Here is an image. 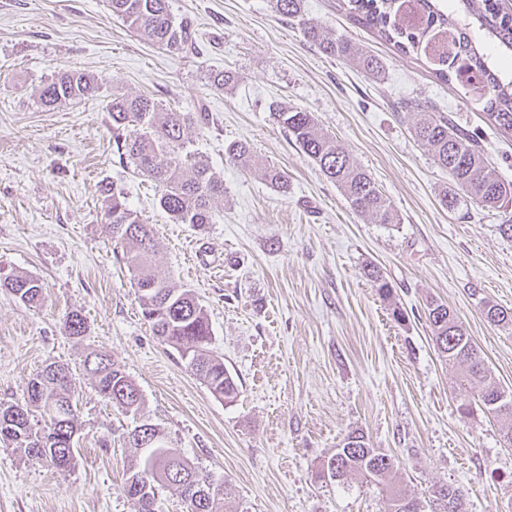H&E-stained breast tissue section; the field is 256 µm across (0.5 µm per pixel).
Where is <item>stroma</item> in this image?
<instances>
[{"instance_id": "1", "label": "stroma", "mask_w": 512, "mask_h": 512, "mask_svg": "<svg viewBox=\"0 0 512 512\" xmlns=\"http://www.w3.org/2000/svg\"><path fill=\"white\" fill-rule=\"evenodd\" d=\"M169 5L193 23L197 53L143 41L108 0H0V276L23 271L46 288L37 306L0 288V404L23 402L34 375L63 362L80 425L65 473L0 444V512H133L127 435L145 422L225 487L226 512H390L388 494L360 476L318 477L352 429L395 459V484L424 507L448 483L464 490L467 512H512L503 438L512 423L489 415L442 360L424 314L427 299L447 303L512 392V325L484 314L490 305L512 311V236L502 231L512 215L461 193L417 139L419 113L400 102L431 101L508 182L512 133L491 124L478 90L440 82L429 59L358 24L345 0H303V16L378 56L380 76L326 57L271 0ZM61 67L86 73L99 93L43 106L40 90ZM226 70L235 81L214 85ZM118 93L209 113L187 148L224 179L212 223H172L158 186L118 158L108 112ZM274 101L312 113L371 174L397 223L354 212L272 121ZM239 140L287 175V192L228 158ZM105 185L123 189L154 226L158 276L205 305L209 348L238 384L234 401L215 398L144 320L107 229ZM446 194L455 208L442 204ZM369 265L381 268L390 296L365 276ZM73 311L88 325L78 338L64 331ZM92 350L137 384L138 413L97 392L82 367Z\"/></svg>"}]
</instances>
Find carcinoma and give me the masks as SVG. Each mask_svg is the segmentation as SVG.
Listing matches in <instances>:
<instances>
[{
    "instance_id": "cac0c4a2",
    "label": "carcinoma",
    "mask_w": 512,
    "mask_h": 512,
    "mask_svg": "<svg viewBox=\"0 0 512 512\" xmlns=\"http://www.w3.org/2000/svg\"><path fill=\"white\" fill-rule=\"evenodd\" d=\"M273 8L283 18L302 17V0H272ZM407 11L398 14L395 0H349L350 13L361 25L376 31L382 39L406 54L431 55L439 81L457 80L483 91L486 115L499 129L512 131V80L478 49L467 25L434 0H406ZM112 14L146 40L170 51L188 53L195 48L196 32L189 21L175 23L168 0H109ZM465 13L491 31L499 44L512 46V15L500 13L496 0H461ZM456 36H447L448 27ZM304 36L320 51L337 58H352L370 75L382 70L380 59L358 53L350 41L302 23ZM99 87L85 73L62 67L41 90L39 99L46 107H55L76 99L93 96ZM404 107L429 113L416 128L417 137L433 148L437 164L448 170L454 182L488 209H500L512 203V183L503 181L487 162L480 145L469 133L458 128L448 116L429 102L408 100ZM271 116L284 133L292 138L321 172L343 191L350 206L371 217L377 224H395L397 215L390 202L364 170L318 126L312 113L289 110L279 104L270 106ZM112 139L120 157L130 159L142 175L160 188L159 207L175 224L200 227L212 223L213 205L224 198V179L210 166L192 157L187 150L186 134L193 127L209 124L207 112H181L166 107L149 95L114 96L109 107ZM234 161H248L252 149L239 141L226 149ZM263 178L276 190L288 192V177L273 166L261 168ZM108 217L109 232L121 247L123 259L136 288L142 316L156 336L176 349L190 371L218 399L236 396L238 385L224 368V360L209 350L211 329L207 310L188 289H177L159 278L154 259L159 251L151 225L132 211L120 192H112ZM385 297L391 286L382 272L372 266L365 270ZM0 287L15 294L30 306L45 298V288L36 277L12 273L0 281ZM426 319L432 341L448 363L463 368L462 376L479 385L478 399H498L502 389L492 377L481 351L472 341L448 305L437 300L427 302ZM70 336L86 331L85 319L71 312L65 320ZM83 367L98 392L109 402L127 412L139 411L143 397L140 389L122 367L102 351H91ZM71 373L68 365H46L29 382L25 403L0 406V443L23 451L31 459H46L58 470H70L79 440ZM39 409L45 426L38 429L29 419V408ZM349 451L341 458L336 477L357 474L386 487L391 512H423L421 501L409 497L393 485L395 460L373 448L359 429L343 437ZM130 447L137 450L127 470L125 492L133 501L135 512H155V489L169 484L184 495L194 490L191 512H224V494L212 487L210 477L189 461L173 453L165 436L152 424L135 427L128 436ZM433 497L440 512H465V494L455 486L442 483Z\"/></svg>"
}]
</instances>
